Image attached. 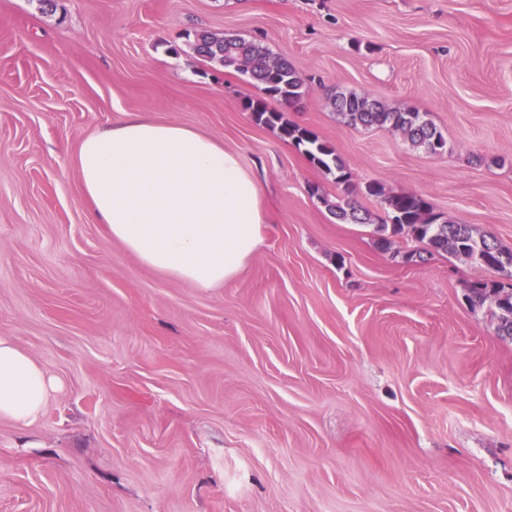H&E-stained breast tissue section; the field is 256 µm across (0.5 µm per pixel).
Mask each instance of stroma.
Here are the masks:
<instances>
[{
  "label": "stroma",
  "instance_id": "stroma-1",
  "mask_svg": "<svg viewBox=\"0 0 512 512\" xmlns=\"http://www.w3.org/2000/svg\"><path fill=\"white\" fill-rule=\"evenodd\" d=\"M202 29L288 59L289 119L354 183L512 247V0H0V336L61 383L34 429L0 419V512H512V341L464 290L499 274L336 221L308 192L332 176L253 121ZM336 86L429 113L447 153L345 126ZM120 112L258 176L263 242L224 287L94 220L74 155Z\"/></svg>",
  "mask_w": 512,
  "mask_h": 512
}]
</instances>
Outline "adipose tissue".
<instances>
[{"label":"adipose tissue","instance_id":"obj_1","mask_svg":"<svg viewBox=\"0 0 512 512\" xmlns=\"http://www.w3.org/2000/svg\"><path fill=\"white\" fill-rule=\"evenodd\" d=\"M75 164L112 240L174 280L221 287L261 243L265 214L254 172L198 130L122 112L81 142ZM55 388L40 363L0 336V419L33 428Z\"/></svg>","mask_w":512,"mask_h":512}]
</instances>
